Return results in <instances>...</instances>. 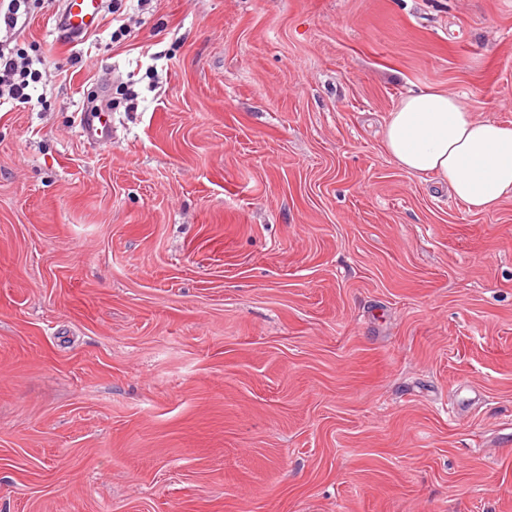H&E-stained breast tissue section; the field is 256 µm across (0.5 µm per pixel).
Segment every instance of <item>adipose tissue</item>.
<instances>
[{"mask_svg": "<svg viewBox=\"0 0 512 512\" xmlns=\"http://www.w3.org/2000/svg\"><path fill=\"white\" fill-rule=\"evenodd\" d=\"M384 144L400 168L448 182L471 209L488 211L512 196V127L474 120L448 92L405 96L389 116Z\"/></svg>", "mask_w": 512, "mask_h": 512, "instance_id": "ef3b65f1", "label": "adipose tissue"}]
</instances>
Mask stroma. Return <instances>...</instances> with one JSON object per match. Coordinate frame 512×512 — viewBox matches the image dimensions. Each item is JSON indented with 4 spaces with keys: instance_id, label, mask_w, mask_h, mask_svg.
I'll use <instances>...</instances> for the list:
<instances>
[{
    "instance_id": "stroma-1",
    "label": "stroma",
    "mask_w": 512,
    "mask_h": 512,
    "mask_svg": "<svg viewBox=\"0 0 512 512\" xmlns=\"http://www.w3.org/2000/svg\"><path fill=\"white\" fill-rule=\"evenodd\" d=\"M30 7L0 512H512V198L383 144L416 88L512 126V0ZM99 24V5L96 0H67L57 18V26H66L88 33ZM80 125L84 135L90 140L112 138V116L109 112H83Z\"/></svg>"
}]
</instances>
